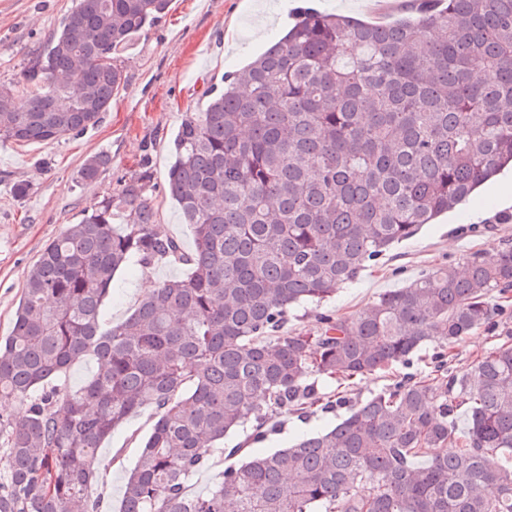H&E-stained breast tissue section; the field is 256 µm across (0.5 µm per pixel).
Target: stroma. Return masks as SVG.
Returning a JSON list of instances; mask_svg holds the SVG:
<instances>
[{"instance_id": "1", "label": "stroma", "mask_w": 512, "mask_h": 512, "mask_svg": "<svg viewBox=\"0 0 512 512\" xmlns=\"http://www.w3.org/2000/svg\"><path fill=\"white\" fill-rule=\"evenodd\" d=\"M172 0L166 15L134 38L117 56L126 84L112 108L95 129L76 138L49 145L0 143V339L9 336L31 266L48 242L78 223L89 209L120 182L138 177L142 168L152 173L151 193L156 222L161 230L192 249L193 236L182 221L180 208L166 191L168 170L174 161L173 139L186 115L205 109L212 86H223L224 76L253 61L293 22L300 3L326 13L386 22L414 16V0ZM73 0H0V87L14 91L24 103L27 90L21 81L29 60L60 26ZM112 158L96 182L81 183L78 170L98 152ZM28 183L26 199L17 200L12 186ZM512 239V170H504L479 188L465 203L425 225L415 236L391 248L360 277L339 288L320 305L307 304L292 315L288 329L314 328L318 311L347 316L367 307L390 290L407 286L432 268L460 266L465 257L491 254ZM187 266L157 263L144 269L136 264L121 268L103 307L109 323L125 320L146 291L144 279L161 282L183 278ZM512 343V316L495 329L478 328L451 350L454 372L470 371L490 348ZM434 346H426L410 366L367 376L345 389L348 403L371 395L403 375H426ZM336 412L314 410L300 417H282L279 433L246 448V455H261L287 447L295 438L334 425ZM156 421L146 406L115 428L98 452V479L92 496L103 499L105 512H118L139 444Z\"/></svg>"}]
</instances>
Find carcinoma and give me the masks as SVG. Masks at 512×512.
Returning a JSON list of instances; mask_svg holds the SVG:
<instances>
[{
    "mask_svg": "<svg viewBox=\"0 0 512 512\" xmlns=\"http://www.w3.org/2000/svg\"><path fill=\"white\" fill-rule=\"evenodd\" d=\"M170 2L76 0L22 72L26 105L0 89V141L50 144L97 127L126 83L113 55ZM418 14L377 25L303 7L210 90L184 119L168 173L192 251L155 224L146 169L45 246L0 343V400L29 402L22 416L0 414V512H94L99 446L146 405L157 421L121 512H512L501 462L512 452V344L469 372L448 368V349L508 311L511 245L285 331L296 307L330 298L512 163V0H422ZM111 162L93 155L78 177L93 183ZM132 259L192 273L158 283L110 326L102 306ZM427 342L441 348L428 375L187 495L230 432L248 427L263 442L275 414L336 407L317 380L353 384ZM86 357L95 375L61 389Z\"/></svg>",
    "mask_w": 512,
    "mask_h": 512,
    "instance_id": "obj_1",
    "label": "carcinoma"
}]
</instances>
